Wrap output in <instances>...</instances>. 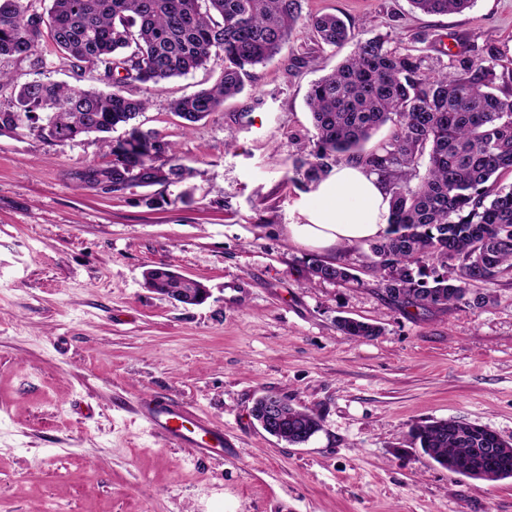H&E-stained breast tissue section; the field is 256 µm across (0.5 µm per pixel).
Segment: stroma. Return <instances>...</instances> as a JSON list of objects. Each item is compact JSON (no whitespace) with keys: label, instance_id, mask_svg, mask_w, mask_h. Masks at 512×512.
<instances>
[{"label":"stroma","instance_id":"35a3bbf8","mask_svg":"<svg viewBox=\"0 0 512 512\" xmlns=\"http://www.w3.org/2000/svg\"><path fill=\"white\" fill-rule=\"evenodd\" d=\"M436 68L451 54L502 55L512 70V0L426 15L409 0H301ZM352 45H319L304 19L243 92L186 128L173 100L213 85L210 65L128 85L149 105L143 130L193 169L181 186L106 193L89 177L111 157L97 135L49 144L0 135V512H512V478L448 472L413 444L419 423L453 419L512 441V272L473 283L478 309L400 307L368 267V243L313 250L294 241L311 189L290 181L314 130L306 95ZM42 73L2 62L15 84L42 77L83 88L50 38ZM356 281L306 282L310 256ZM166 266L209 290L183 305L147 287ZM382 328L349 339L336 321ZM286 396L322 428L291 446L253 419L257 397ZM149 395L224 430L200 457L150 433Z\"/></svg>","mask_w":512,"mask_h":512}]
</instances>
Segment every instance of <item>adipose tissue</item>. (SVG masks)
Here are the masks:
<instances>
[{"label":"adipose tissue","mask_w":512,"mask_h":512,"mask_svg":"<svg viewBox=\"0 0 512 512\" xmlns=\"http://www.w3.org/2000/svg\"><path fill=\"white\" fill-rule=\"evenodd\" d=\"M390 194L380 177L364 166L343 163L312 193L302 224L291 237L313 248H330L376 238L387 227Z\"/></svg>","instance_id":"obj_1"}]
</instances>
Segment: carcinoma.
<instances>
[{
    "label": "carcinoma",
    "instance_id": "carcinoma-1",
    "mask_svg": "<svg viewBox=\"0 0 512 512\" xmlns=\"http://www.w3.org/2000/svg\"><path fill=\"white\" fill-rule=\"evenodd\" d=\"M32 2L0 0V59L42 70L38 46L47 34L76 76L95 71L111 90L26 82L8 106H0V128L26 123L38 138L55 144L125 127L122 138L102 139L112 166L92 171L112 192L170 186L192 175L162 135L134 124L148 100L125 95V84L155 83L218 65L220 77L212 87L171 104L190 127L240 94L249 69L281 53L302 13L301 0H51L41 12ZM410 2L435 15L459 13L472 0ZM308 23L319 43L352 42L354 50L309 89L315 134L311 145H302L292 180L315 185L342 162L374 171L391 195L388 227L367 256L381 289L403 307L485 306L486 297L472 294L470 286L512 269V186L493 180L499 170L512 169V100L494 93L498 47L489 44L480 56H457L451 71L436 73L422 57L355 34L335 15L311 16ZM386 124L393 127L391 137L365 152ZM427 260L438 264L429 273ZM450 269L455 276H448ZM351 280L355 275L342 263L307 261L309 285ZM146 282L153 288L200 287L164 266L149 269ZM338 327L353 340L380 334L378 326L350 318L339 320ZM320 429L315 411L285 399L273 432L300 445ZM412 439L451 473L467 459L478 470L476 480L512 478V442L484 429L438 420L417 425ZM484 448L499 452L489 456Z\"/></svg>",
    "mask_w": 512,
    "mask_h": 512
}]
</instances>
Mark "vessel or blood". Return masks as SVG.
Segmentation results:
<instances>
[{
  "label": "vessel or blood",
  "mask_w": 512,
  "mask_h": 512,
  "mask_svg": "<svg viewBox=\"0 0 512 512\" xmlns=\"http://www.w3.org/2000/svg\"><path fill=\"white\" fill-rule=\"evenodd\" d=\"M136 412L152 432L195 454L220 455L227 446L223 429L201 419H190L187 413L167 403L145 399L138 404Z\"/></svg>",
  "instance_id": "1"
}]
</instances>
